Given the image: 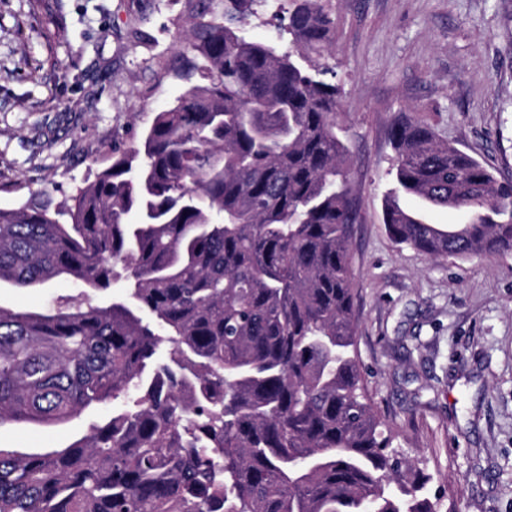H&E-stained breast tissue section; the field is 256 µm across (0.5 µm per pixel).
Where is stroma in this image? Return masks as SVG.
I'll use <instances>...</instances> for the list:
<instances>
[{
	"label": "stroma",
	"mask_w": 512,
	"mask_h": 512,
	"mask_svg": "<svg viewBox=\"0 0 512 512\" xmlns=\"http://www.w3.org/2000/svg\"><path fill=\"white\" fill-rule=\"evenodd\" d=\"M320 64L357 207L350 243L357 350L371 402L427 476L436 512H512V254L434 259L383 222L390 129L407 116L512 179V0H321ZM292 0H256L250 40L289 47ZM187 0H0V209L48 189L72 205L112 150L183 93ZM68 281L0 288V307L80 297ZM88 416L0 428V446L62 447Z\"/></svg>",
	"instance_id": "35a3bbf8"
}]
</instances>
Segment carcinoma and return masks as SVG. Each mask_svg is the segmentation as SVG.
I'll use <instances>...</instances> for the list:
<instances>
[{
  "instance_id": "obj_1",
  "label": "carcinoma",
  "mask_w": 512,
  "mask_h": 512,
  "mask_svg": "<svg viewBox=\"0 0 512 512\" xmlns=\"http://www.w3.org/2000/svg\"><path fill=\"white\" fill-rule=\"evenodd\" d=\"M254 0H189L187 88L62 211L0 210V284L62 298L0 307V427L112 410L63 448H0V512H435L396 456L356 351V207L332 45L293 0L278 50L241 35ZM384 224L433 258L512 253V181L397 117ZM453 209L427 226L401 199ZM81 288L69 281H53L44 288L19 291L10 286L0 288V306L6 309L44 307L55 303L59 296L80 298Z\"/></svg>"
}]
</instances>
